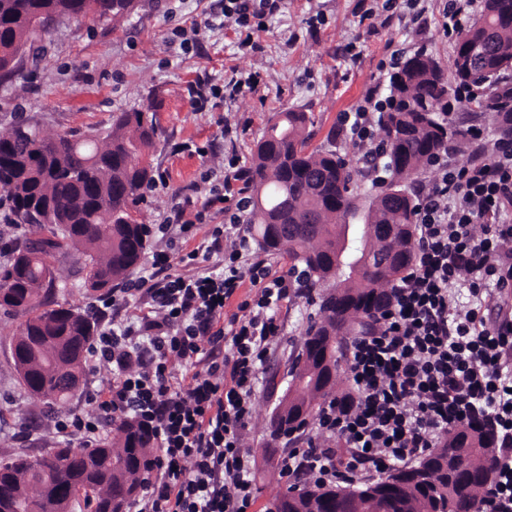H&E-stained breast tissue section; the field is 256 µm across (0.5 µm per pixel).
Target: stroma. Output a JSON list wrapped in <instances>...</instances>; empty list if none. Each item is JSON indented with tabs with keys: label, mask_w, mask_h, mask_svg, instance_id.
<instances>
[{
	"label": "stroma",
	"mask_w": 512,
	"mask_h": 512,
	"mask_svg": "<svg viewBox=\"0 0 512 512\" xmlns=\"http://www.w3.org/2000/svg\"><path fill=\"white\" fill-rule=\"evenodd\" d=\"M445 7L446 0H425L418 24L407 27L395 10L358 21L357 0H283L255 34L253 49L240 47L235 25L211 26L215 0H138L136 11L116 25L92 16L67 19L38 62L0 80V127L21 115L48 136L103 133L115 113L145 112L157 127L154 172L165 183L146 192L136 217L148 225L173 224L201 210L209 189L203 173L220 179L232 159L251 164L273 113H307L310 144L317 147L335 135L339 113L360 105L368 91L388 95L391 52L426 51L452 75L456 41L441 29ZM193 28L199 43L183 50L178 32ZM241 72L260 73V83L232 98L214 93ZM193 90L206 97L205 111L192 105ZM201 146L206 155H198ZM315 313L302 301L283 313V336L272 356L281 368L300 352ZM21 326V318L0 314V460L69 445L40 431L47 409L19 383L10 345ZM277 400L259 389L257 424L246 439L255 461L251 512H266L288 490L277 476L280 454L266 446Z\"/></svg>",
	"instance_id": "obj_1"
}]
</instances>
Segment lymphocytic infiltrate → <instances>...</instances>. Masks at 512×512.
I'll return each mask as SVG.
<instances>
[{
    "mask_svg": "<svg viewBox=\"0 0 512 512\" xmlns=\"http://www.w3.org/2000/svg\"><path fill=\"white\" fill-rule=\"evenodd\" d=\"M242 46L265 29L279 0H219ZM368 93L341 113L338 133L373 155L383 178ZM467 158L453 149L419 189L416 258L375 326L346 352L347 386L314 419L304 447L280 456L281 481L329 486L427 454L448 431L485 425L496 441V481L478 512H512V140L473 129ZM178 247L151 253L122 298L88 308L100 332L87 366L100 382L83 414L54 416L56 433L91 447L136 420L152 435L154 465L134 512H249L255 503L244 438L262 370L283 333L280 311L304 298L300 275L253 254L230 216L204 213L176 227ZM133 312L114 319L115 309Z\"/></svg>",
    "mask_w": 512,
    "mask_h": 512,
    "instance_id": "1",
    "label": "lymphocytic infiltrate"
}]
</instances>
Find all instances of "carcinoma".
<instances>
[{
	"mask_svg": "<svg viewBox=\"0 0 512 512\" xmlns=\"http://www.w3.org/2000/svg\"><path fill=\"white\" fill-rule=\"evenodd\" d=\"M136 9V0H0V71L32 51L31 35L49 17L112 16L118 23ZM456 82L496 84L512 70V0H484L480 16L458 40L453 60ZM500 136L512 137V110L492 97L480 106ZM448 111V82L439 62L424 51L407 57L390 78L387 108L381 112V154L388 158L390 181L368 203L350 190L352 171L336 151L309 148L307 113L277 112L257 142L246 190L245 222L265 252L288 250L292 267L303 272L305 287L319 298V321L305 332L301 353L292 362L286 393L270 423V443L306 423L335 388L336 367L347 341L371 326L389 305L415 254L416 203L403 185L445 147H459L467 130L439 121ZM157 129L140 111L121 112L103 136L48 137L36 126L13 124L0 130V189L10 220L32 233L18 238L12 260L0 270V309L24 318L12 344V361L26 391L47 407L62 408L82 380L84 352L97 330L86 312L64 307L58 295L82 288L89 295L110 293L125 282L146 250L148 228L134 217L143 203L141 189L151 183L149 152ZM362 215L364 229L348 237L350 220ZM78 254L76 282H57L47 257ZM334 282L333 289H316ZM118 437L72 454L46 472L24 456L0 464V512H56L65 498H83L92 512H125L142 487L152 441L135 422L116 425ZM477 470H448L430 451L428 479L407 467L390 477L406 486L392 496L380 486H360L367 495L362 512L385 500L394 512H477L480 495L495 479L493 439L482 425L453 430L442 442ZM338 488L304 485L277 498L267 512H353L336 497Z\"/></svg>",
	"mask_w": 512,
	"mask_h": 512,
	"instance_id": "cac0c4a2",
	"label": "carcinoma"
}]
</instances>
